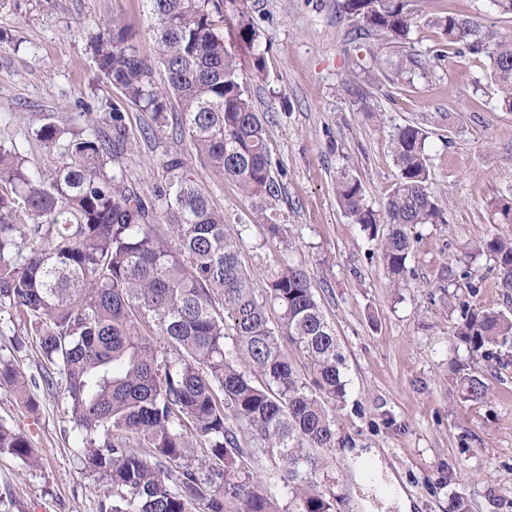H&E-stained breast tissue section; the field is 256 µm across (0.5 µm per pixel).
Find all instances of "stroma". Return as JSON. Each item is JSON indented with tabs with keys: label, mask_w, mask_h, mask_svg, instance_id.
Listing matches in <instances>:
<instances>
[{
	"label": "stroma",
	"mask_w": 512,
	"mask_h": 512,
	"mask_svg": "<svg viewBox=\"0 0 512 512\" xmlns=\"http://www.w3.org/2000/svg\"><path fill=\"white\" fill-rule=\"evenodd\" d=\"M265 50L262 73L242 58L256 112L265 119L276 203L286 231L256 223L239 187L200 156L192 166L230 232H242L243 259L255 288L265 266L295 247L346 359L348 394L336 410L341 443L328 455L341 501L338 512H450L462 494L471 512H512V365L468 362L451 330L462 304L512 313L492 258L456 260L463 244L511 224L492 221V207L512 198V112L502 111L485 55L462 51L427 74L398 84L346 85L370 62L367 43L351 38L341 0H248ZM117 16L153 54L141 0H0V143L33 166L57 157L35 136L46 117L62 122L80 104L119 98L100 76L90 38L94 22ZM132 146L126 175L148 188L168 155L188 139L128 109ZM426 131L430 192L447 205L446 221L427 224L401 288H391L377 241L369 240L336 201L340 170L358 176L369 206L379 207L397 180L391 139L398 128ZM471 266L477 292L455 271ZM0 357L26 375L41 369L36 336L0 309ZM490 387L486 401L459 396L454 363ZM28 410L0 386V418L27 434L42 456L29 467L0 455V512H104L105 481L86 470L59 394L34 390ZM371 453L357 466L360 452Z\"/></svg>",
	"instance_id": "1"
}]
</instances>
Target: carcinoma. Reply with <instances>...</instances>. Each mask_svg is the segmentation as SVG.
Segmentation results:
<instances>
[{"mask_svg": "<svg viewBox=\"0 0 512 512\" xmlns=\"http://www.w3.org/2000/svg\"><path fill=\"white\" fill-rule=\"evenodd\" d=\"M429 3L342 0L357 36L385 42L370 51L369 77L398 84L431 67L407 49L424 19L445 40L433 58L463 47L489 58L499 106L512 112V35L481 17L431 14ZM236 4L143 0L157 69L137 34L112 17L93 43L97 68L121 99L39 126L46 148L63 144L49 172L0 144V306L38 337L44 360L28 377L1 359L0 386L30 407L32 387L63 395L85 464L112 488L105 512H336L326 455L339 443L331 406L348 381L309 271L280 256L256 293L241 234L227 230L187 158L164 161L147 194L123 171L126 108L159 124L172 108L197 154L255 203L257 222L281 233L266 129L217 28L231 7L238 45L262 70L258 28ZM426 139L415 125L393 136L399 178L378 210L358 176L344 170L336 179L345 213L381 238L395 288L416 228L445 222L428 191ZM492 219L512 224V199L498 201ZM464 252L493 256L501 288L512 291V238L496 234ZM453 336L469 358L502 364L512 353V315L464 303ZM460 389L471 402L489 393L472 373ZM1 454L39 462L27 436L2 421ZM261 457L272 467L258 473Z\"/></svg>", "mask_w": 512, "mask_h": 512, "instance_id": "1", "label": "carcinoma"}]
</instances>
